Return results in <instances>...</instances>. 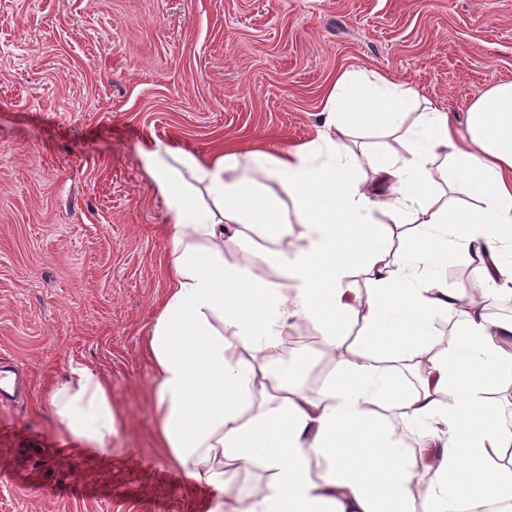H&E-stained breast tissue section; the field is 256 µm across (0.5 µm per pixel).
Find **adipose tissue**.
I'll return each mask as SVG.
<instances>
[{
  "label": "adipose tissue",
  "mask_w": 512,
  "mask_h": 512,
  "mask_svg": "<svg viewBox=\"0 0 512 512\" xmlns=\"http://www.w3.org/2000/svg\"><path fill=\"white\" fill-rule=\"evenodd\" d=\"M414 90L377 70L341 72L323 129L289 150L235 149L196 157L156 143L141 153L167 213L171 281L152 326L151 406L160 451L224 512L234 476L269 475L262 499L238 512H512V402L490 401L512 377V318L491 302L512 298V83L471 105L454 139L448 112L413 111ZM397 141L382 154L360 133ZM371 167L375 180L359 175ZM466 196L463 204L448 192ZM302 224L301 242L290 239ZM274 245L277 279L229 259L252 238ZM451 249L484 283L476 299L448 290ZM360 270L363 284L351 279ZM461 312L451 355L410 393L382 367L386 356L431 355L429 319ZM360 317L364 341L344 347ZM311 323L336 352L321 397L302 391L283 362L291 319ZM393 404L388 420L373 405ZM58 426L108 450L115 416L108 385L86 365L49 395ZM413 436L407 454L398 432ZM432 475L413 485L419 460Z\"/></svg>",
  "instance_id": "adipose-tissue-1"
}]
</instances>
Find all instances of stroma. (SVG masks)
<instances>
[{"mask_svg":"<svg viewBox=\"0 0 512 512\" xmlns=\"http://www.w3.org/2000/svg\"><path fill=\"white\" fill-rule=\"evenodd\" d=\"M363 68L465 133L512 81V0H0V358L30 387L0 405V512H208L156 450L144 347L170 265L140 152L302 146L336 75ZM289 332L319 395L336 366L309 322ZM75 364L110 388V453L52 417Z\"/></svg>","mask_w":512,"mask_h":512,"instance_id":"stroma-1","label":"stroma"}]
</instances>
